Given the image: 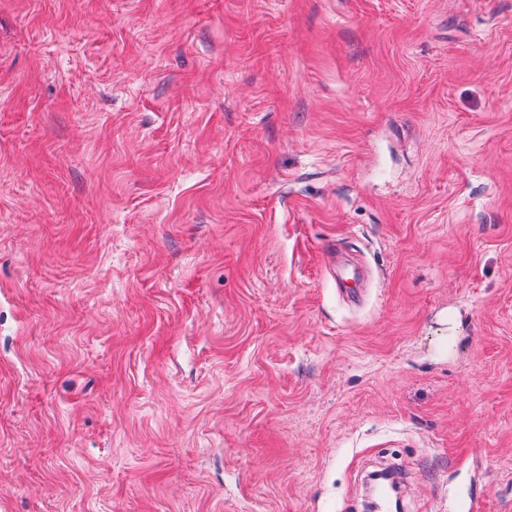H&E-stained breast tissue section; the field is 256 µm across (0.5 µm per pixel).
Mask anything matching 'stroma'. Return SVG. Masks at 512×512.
I'll list each match as a JSON object with an SVG mask.
<instances>
[{
    "mask_svg": "<svg viewBox=\"0 0 512 512\" xmlns=\"http://www.w3.org/2000/svg\"><path fill=\"white\" fill-rule=\"evenodd\" d=\"M380 466L512 512V0H0V512Z\"/></svg>",
    "mask_w": 512,
    "mask_h": 512,
    "instance_id": "1",
    "label": "stroma"
}]
</instances>
